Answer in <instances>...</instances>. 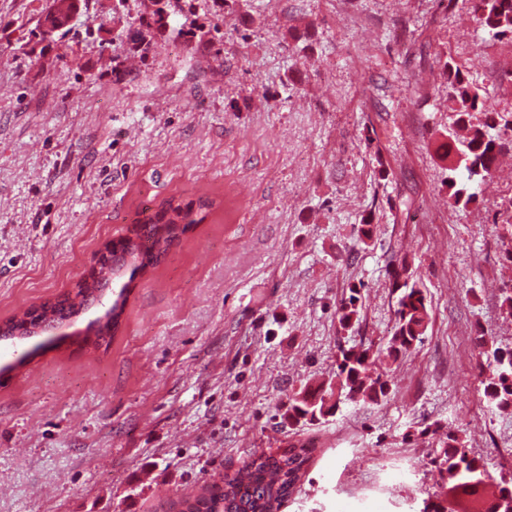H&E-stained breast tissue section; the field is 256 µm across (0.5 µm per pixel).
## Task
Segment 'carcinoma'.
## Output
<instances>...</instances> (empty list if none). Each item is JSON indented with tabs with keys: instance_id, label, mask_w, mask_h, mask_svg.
<instances>
[{
	"instance_id": "carcinoma-1",
	"label": "carcinoma",
	"mask_w": 512,
	"mask_h": 512,
	"mask_svg": "<svg viewBox=\"0 0 512 512\" xmlns=\"http://www.w3.org/2000/svg\"><path fill=\"white\" fill-rule=\"evenodd\" d=\"M461 6L494 40L512 42V0H448L447 7ZM447 76L448 112L454 117L446 141L437 149L446 163L448 201L455 208H467L476 202L481 186L493 177L499 155L506 149L500 130L512 131V118L485 109L480 88L464 74L461 66L449 58L443 63ZM192 209L168 203L163 211L137 221L130 232L139 243H122L112 252L114 275L131 266L144 270L159 263L171 243L178 237L181 224H194ZM392 293L396 295L395 330L386 347L363 340L357 347L340 348L336 360L335 381L307 388L288 396V422L315 425L345 403L363 402L379 405L391 394V380L373 375L371 366L381 351L396 358L411 350L424 335L430 320L426 296L413 279L404 257H394L390 273ZM87 302L82 291L52 304L58 318L75 314ZM122 306L119 301L105 312L106 321L96 331L105 339L117 330ZM340 330L360 325L361 305L358 291L342 299L337 308ZM478 368L483 395L490 407L512 410V349L488 346L485 332L477 337ZM441 453L434 458L448 482V492L435 493L423 501L419 512H512V469L504 471L496 491L485 492L487 471L466 449L457 435L439 438ZM315 446L310 442H291L274 454L245 462L238 470L224 474V479L206 492L184 502V512H279L282 503L298 488L307 472Z\"/></svg>"
}]
</instances>
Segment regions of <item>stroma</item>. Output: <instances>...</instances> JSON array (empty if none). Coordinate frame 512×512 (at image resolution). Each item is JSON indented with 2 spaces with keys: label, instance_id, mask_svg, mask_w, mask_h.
<instances>
[{
  "label": "stroma",
  "instance_id": "35a3bbf8",
  "mask_svg": "<svg viewBox=\"0 0 512 512\" xmlns=\"http://www.w3.org/2000/svg\"><path fill=\"white\" fill-rule=\"evenodd\" d=\"M170 3L89 0L45 40L43 0H0V322L75 293L140 214L212 203L130 288L0 341V512H181L298 440L316 451L281 512H406L436 490L447 431L491 476L512 468V411L487 406L475 346L481 328L512 348L496 229L512 155L465 209L435 155L445 55L510 112L512 45L436 0ZM397 253L431 322L377 363L389 398L289 426V394L334 378L339 348L391 336ZM122 290L96 346L87 325ZM376 472L389 490L364 497ZM358 291L351 289V294L340 301L337 308L338 324L341 331L352 330L360 325L361 305H359Z\"/></svg>",
  "mask_w": 512,
  "mask_h": 512
}]
</instances>
